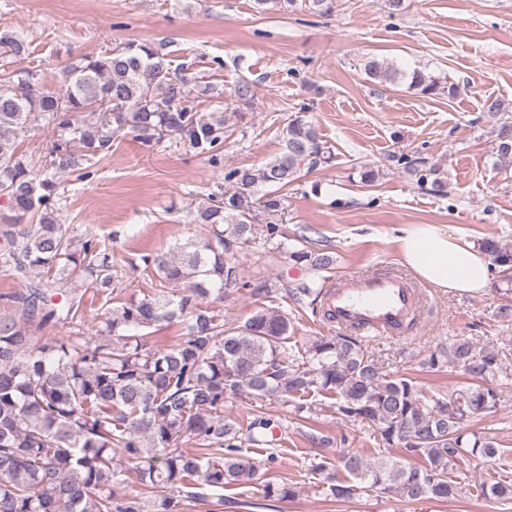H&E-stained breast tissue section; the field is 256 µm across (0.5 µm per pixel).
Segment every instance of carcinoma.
<instances>
[{
    "instance_id": "1",
    "label": "carcinoma",
    "mask_w": 512,
    "mask_h": 512,
    "mask_svg": "<svg viewBox=\"0 0 512 512\" xmlns=\"http://www.w3.org/2000/svg\"><path fill=\"white\" fill-rule=\"evenodd\" d=\"M262 12L299 7L328 15L333 0H255ZM28 44L15 32L0 31V57L26 59ZM367 79L381 86L405 85L424 95L441 90L440 78L421 69L401 70L376 58L364 65ZM56 89L31 67L0 78V273L18 276L26 290L0 312V512H190L216 500L227 509L238 501L224 488L252 483L261 467L253 448L270 445V422L262 415L248 425L224 416L231 396L246 394L294 407L296 415L330 410L347 425L372 430L380 448H399L400 460H368L352 449L320 453L312 471L323 476L326 496L350 500L367 489L409 502L447 501L463 487L452 473L471 461L497 457L495 442L466 423L494 412L500 402L490 379L503 372L512 348L480 347L466 338L440 344L421 361L425 373L448 368L473 382L458 405L448 396L427 395L420 381L386 372L357 334L343 330L317 336L298 347L288 344L291 322L272 307H261L244 323L225 326L206 300L249 289L255 296L281 288L294 304L323 301L326 276L336 259L323 248L288 246L282 199L276 191L329 163L332 154L311 122H288L282 151L259 167L224 173L232 189L212 193L197 206L193 222L204 236L167 252L144 251L139 260L159 278L160 288L141 299L112 298V316L89 336H60L58 330L83 322L87 288H117V263L95 235L79 237L58 223L64 198L60 178L83 180L88 163L112 152L114 136L128 131L150 146L173 138L215 167L222 161L229 119L200 108L209 84L171 69L161 50L136 40L87 55L61 69ZM253 83L242 78L235 102L251 106ZM96 115L92 122L82 113ZM51 124L57 137L48 149L46 173L20 151L19 139L31 117ZM497 155L512 160V126L498 131ZM398 162L420 186L442 195L447 181L423 158ZM265 227L257 250L255 225ZM493 264L512 268V247L482 242ZM259 251L265 265H291L302 272L290 282L257 271L245 279L237 254ZM68 287L61 301L58 289ZM178 323L181 334L164 347L149 345L143 331ZM325 395L328 404L315 400ZM191 441L196 451L182 448ZM336 453V467L325 459ZM144 491L123 492L129 474ZM270 502L291 501L293 487L269 480ZM495 502L512 501V479L480 487Z\"/></svg>"
}]
</instances>
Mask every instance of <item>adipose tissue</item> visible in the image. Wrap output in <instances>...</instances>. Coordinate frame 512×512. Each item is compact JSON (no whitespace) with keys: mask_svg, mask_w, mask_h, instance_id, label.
<instances>
[{"mask_svg":"<svg viewBox=\"0 0 512 512\" xmlns=\"http://www.w3.org/2000/svg\"><path fill=\"white\" fill-rule=\"evenodd\" d=\"M403 264L421 281L457 294H476L491 280L489 255L438 224H407L396 237Z\"/></svg>","mask_w":512,"mask_h":512,"instance_id":"adipose-tissue-1","label":"adipose tissue"}]
</instances>
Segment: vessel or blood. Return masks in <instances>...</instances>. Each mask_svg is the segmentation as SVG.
<instances>
[{
	"instance_id": "1",
	"label": "vessel or blood",
	"mask_w": 512,
	"mask_h": 512,
	"mask_svg": "<svg viewBox=\"0 0 512 512\" xmlns=\"http://www.w3.org/2000/svg\"><path fill=\"white\" fill-rule=\"evenodd\" d=\"M325 308L330 322L366 336H398L420 322L419 297L395 273L358 274L332 287Z\"/></svg>"
}]
</instances>
